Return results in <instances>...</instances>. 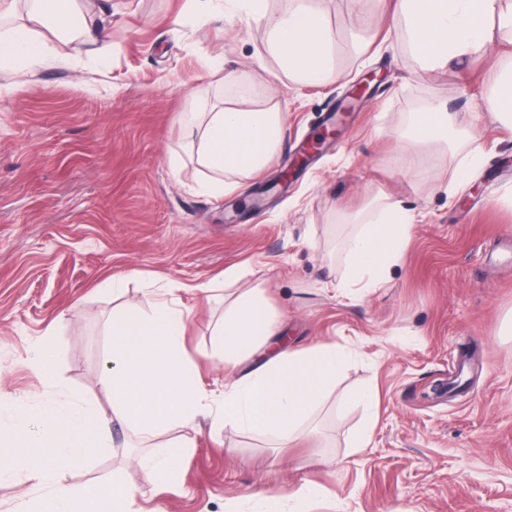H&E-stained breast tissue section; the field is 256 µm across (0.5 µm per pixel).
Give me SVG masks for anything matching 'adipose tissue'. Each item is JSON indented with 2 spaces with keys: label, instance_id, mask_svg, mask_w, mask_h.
<instances>
[{
  "label": "adipose tissue",
  "instance_id": "obj_1",
  "mask_svg": "<svg viewBox=\"0 0 512 512\" xmlns=\"http://www.w3.org/2000/svg\"><path fill=\"white\" fill-rule=\"evenodd\" d=\"M237 2L252 20L266 25L267 51L289 77L315 85L332 70L334 37L324 0H289L287 10L276 16L270 15L268 0ZM394 13L422 78L484 54L492 42L490 24L512 34V0H395ZM52 39L67 47L71 60L91 48L100 58L112 56L106 33L80 0H18L14 6L0 0V68H38ZM491 72V106L512 127V58L495 63ZM192 123L197 130L192 147L210 172L201 189L215 199L235 191L242 178L264 171L284 133L283 112L254 107L246 91L239 92L235 106L212 107ZM447 137L445 106L426 108L402 135V157L414 164L425 144ZM418 219L398 202L352 216L357 230L348 242L344 290L383 287ZM274 334L262 288L242 292L225 310L214 346L227 380L212 424L287 444L330 396L348 353L330 343L274 349L269 345ZM105 435V420L83 406L19 419L9 437L0 438V477L23 474L46 486L37 512H134V493L122 484L78 488L62 477L105 452ZM178 456L175 443L158 442L138 464L151 483L173 491Z\"/></svg>",
  "mask_w": 512,
  "mask_h": 512
}]
</instances>
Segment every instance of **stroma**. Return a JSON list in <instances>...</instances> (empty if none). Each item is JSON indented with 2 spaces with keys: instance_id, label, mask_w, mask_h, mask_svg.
<instances>
[{
  "instance_id": "1",
  "label": "stroma",
  "mask_w": 512,
  "mask_h": 512,
  "mask_svg": "<svg viewBox=\"0 0 512 512\" xmlns=\"http://www.w3.org/2000/svg\"><path fill=\"white\" fill-rule=\"evenodd\" d=\"M88 5L105 19L108 62L70 63L57 45L35 70H0V436L20 416L84 400L107 418L111 449L63 478L119 481L137 512H244V494L285 495L308 480L328 489L312 512H512V335L501 333L512 321V131L486 109L497 44L423 81L388 0H330L344 77L310 86L258 62L265 27L227 0ZM241 85L256 107L284 112V141L261 174L216 200L199 188L185 120L234 105ZM430 104L447 107L452 140L405 169L397 134ZM475 148L482 167L456 185ZM393 201L425 215L402 260L377 291L335 292L354 230L346 216ZM232 269L240 280H228ZM257 284L295 346L350 352L310 420L316 433L278 448L202 415L196 430L168 432L190 445L178 491L161 490L135 463L152 438L113 420L99 385L112 318L129 305H182L213 406L224 367L212 333ZM47 340L49 381L34 363ZM371 386L377 425L354 453L368 414L355 396ZM45 492L21 475L0 479V512Z\"/></svg>"
}]
</instances>
